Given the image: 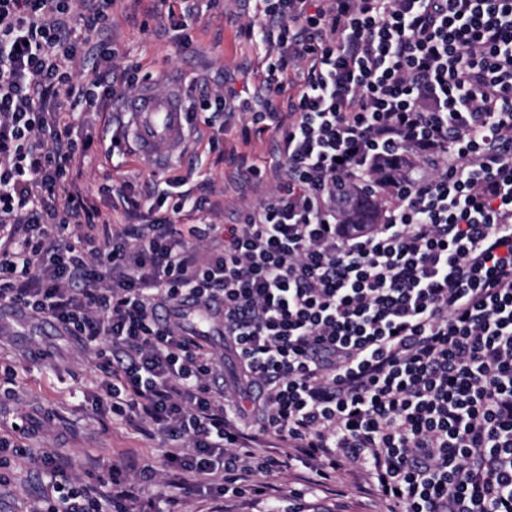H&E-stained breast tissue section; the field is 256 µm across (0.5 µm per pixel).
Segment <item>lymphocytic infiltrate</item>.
Segmentation results:
<instances>
[{
	"label": "lymphocytic infiltrate",
	"instance_id": "lymphocytic-infiltrate-1",
	"mask_svg": "<svg viewBox=\"0 0 512 512\" xmlns=\"http://www.w3.org/2000/svg\"><path fill=\"white\" fill-rule=\"evenodd\" d=\"M254 2L261 94L199 98L242 140L274 131L280 160L219 230L178 223L212 206L180 177L124 185L131 224L77 183L74 106L137 85L89 44L115 0H0V310L106 343L102 400L170 441L173 487L261 496L297 466L302 498L346 467L382 512H512V0ZM388 164L396 203L349 230V186ZM188 304L224 316L233 397ZM36 464L44 512H129L120 466L88 486Z\"/></svg>",
	"mask_w": 512,
	"mask_h": 512
}]
</instances>
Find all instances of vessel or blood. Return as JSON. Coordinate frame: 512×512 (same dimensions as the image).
Here are the masks:
<instances>
[{"label": "vessel or blood", "mask_w": 512, "mask_h": 512, "mask_svg": "<svg viewBox=\"0 0 512 512\" xmlns=\"http://www.w3.org/2000/svg\"><path fill=\"white\" fill-rule=\"evenodd\" d=\"M185 101L180 86L164 94L146 90L122 101L128 131L143 156L167 163L181 154L191 123Z\"/></svg>", "instance_id": "1"}]
</instances>
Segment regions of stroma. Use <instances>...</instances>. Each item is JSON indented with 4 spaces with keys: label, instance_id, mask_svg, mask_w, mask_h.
I'll return each instance as SVG.
<instances>
[{
    "label": "stroma",
    "instance_id": "35a3bbf8",
    "mask_svg": "<svg viewBox=\"0 0 512 512\" xmlns=\"http://www.w3.org/2000/svg\"><path fill=\"white\" fill-rule=\"evenodd\" d=\"M171 11L188 16V46H180L177 32L167 28ZM252 16L248 0H220L212 8L206 0H118L107 39L121 63L135 69L142 90L162 93L171 80H183L193 121L182 155L158 169L132 146L113 149V135L125 128L116 106L107 103L98 112H76L79 135L93 140L81 185L110 223H125L126 214L121 196L104 192L108 183L128 181L145 194L167 177L184 178L191 192L206 190L219 203L216 211L193 214L194 224L235 223L239 206L265 199L267 187L248 181L244 166L275 165V134L268 130L242 145L237 128H224L219 121L205 124L199 99L200 87L215 88L228 75L250 90L260 88L265 51L244 34ZM15 317V312H0V434L11 435L16 443L0 451V474L6 479L0 486V512H38L46 474L31 468L26 457L44 452L69 456L70 476L83 484L95 483L98 466L135 458L137 466L127 477L136 484V507L167 495L174 500L173 512H213L217 502L208 491L158 483L167 466L153 424L144 423L138 431L108 408L96 406L105 377L97 347L62 335L40 317H27L21 327H14ZM24 419L33 431H18ZM144 464L154 467L156 480H140L138 468ZM336 481L344 485L345 496L317 495L311 512H369L370 504L357 493L349 471L339 470Z\"/></svg>",
    "mask_w": 512,
    "mask_h": 512
}]
</instances>
